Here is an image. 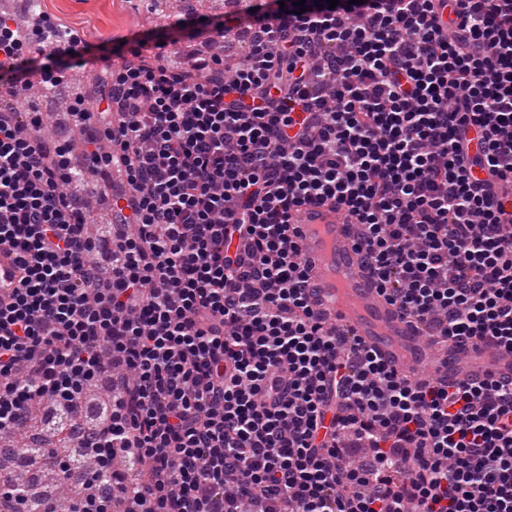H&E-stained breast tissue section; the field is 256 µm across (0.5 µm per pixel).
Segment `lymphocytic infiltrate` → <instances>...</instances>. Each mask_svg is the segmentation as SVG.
I'll list each match as a JSON object with an SVG mask.
<instances>
[{
  "label": "lymphocytic infiltrate",
  "mask_w": 512,
  "mask_h": 512,
  "mask_svg": "<svg viewBox=\"0 0 512 512\" xmlns=\"http://www.w3.org/2000/svg\"><path fill=\"white\" fill-rule=\"evenodd\" d=\"M259 0L174 22L243 42L234 66L169 38L57 48L0 21V56L76 96L85 167L117 169L123 227L90 235L70 142L30 81L0 106V433L62 478L48 512H512V380L412 379L323 323L292 221H355L378 286L435 342L512 351V0ZM479 146L477 169L465 164ZM76 444L45 454L35 405Z\"/></svg>",
  "instance_id": "lymphocytic-infiltrate-1"
}]
</instances>
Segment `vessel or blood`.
<instances>
[{"label": "vessel or blood", "instance_id": "b4317fda", "mask_svg": "<svg viewBox=\"0 0 512 512\" xmlns=\"http://www.w3.org/2000/svg\"><path fill=\"white\" fill-rule=\"evenodd\" d=\"M297 241L310 268L307 294L313 310L343 327L402 374L448 376L457 382L481 376L512 379V351L495 344L458 350L432 345L374 285L342 211L303 206L295 219Z\"/></svg>", "mask_w": 512, "mask_h": 512}]
</instances>
